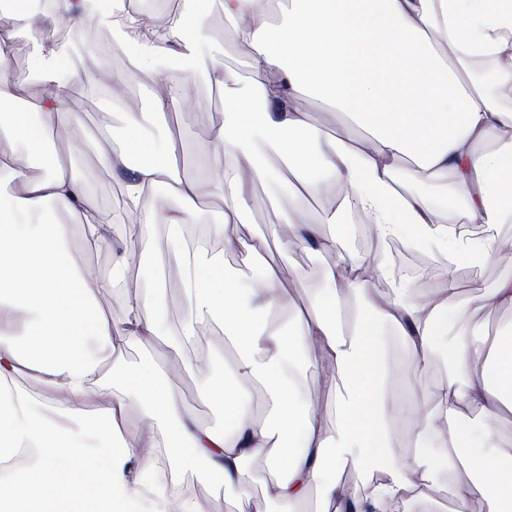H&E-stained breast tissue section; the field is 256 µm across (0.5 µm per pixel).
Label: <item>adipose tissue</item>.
<instances>
[{"mask_svg": "<svg viewBox=\"0 0 512 512\" xmlns=\"http://www.w3.org/2000/svg\"><path fill=\"white\" fill-rule=\"evenodd\" d=\"M13 25L0 30V66L15 41L31 38L29 71L46 90L33 113L22 111L25 77L0 79V512H203L197 499L174 496L148 482L155 449H171L178 465H203L234 494V512H383L386 504L423 501L436 512H512V457L499 450L495 423L512 414V276L480 296L483 307L507 311L496 330L461 332L449 354L448 375L432 407L394 410L386 394L397 368L381 336L404 346L405 366L427 362L436 336L459 302L455 272L484 263L503 247L499 229L512 223V110L472 77L469 66L496 60V80L512 85V0H223L232 41L249 52V77L237 82L221 61H205L198 16L167 8L136 15L145 38L126 40L150 95V109L128 113L115 137L110 166L126 170L123 186L139 220L162 218L179 266L185 311L179 327L161 333L137 294L123 312L107 316L98 299L114 293L131 250L114 253L105 232L108 209L93 203L73 160L53 158L41 176L29 163L46 151L49 128L75 121L65 103L82 76L66 65L54 30L32 38L29 0H13ZM170 55L178 76L153 82L155 60ZM224 87V123L203 145L214 158L186 176L167 129L185 83L202 65ZM342 112L361 131L330 136L302 96ZM276 153L301 196L339 184L357 195L381 236L417 237L448 253L442 288L429 299L413 289L377 295L365 269L341 255L303 206L288 210L296 246L333 252L328 285L308 290L306 308H292L280 270L263 264L258 277L229 275L224 255L258 256L267 241L239 232L252 207L247 185L272 177L261 150ZM452 174L455 206H431L417 186L423 175ZM170 203L155 208V190ZM211 192L224 202L210 235L223 242L187 246L197 201ZM68 212L72 223L59 219ZM480 235H455L457 218ZM108 252L112 271L91 274L76 249ZM215 324L233 352L229 376L202 377L199 394L222 407L224 425L201 423L181 403L156 360L112 362L113 392L100 393L101 360L90 342L113 351L135 341H164L173 349ZM321 371L318 391L329 394L335 426H326L303 384L308 367ZM163 420L162 433H133L121 424L128 405ZM413 427L417 447L433 441V462H389L391 436ZM31 449L22 463L20 449ZM265 455L270 473L254 492L246 466ZM356 473L379 471L384 482L349 485ZM451 477L441 487L437 473Z\"/></svg>", "mask_w": 512, "mask_h": 512, "instance_id": "obj_1", "label": "adipose tissue"}]
</instances>
